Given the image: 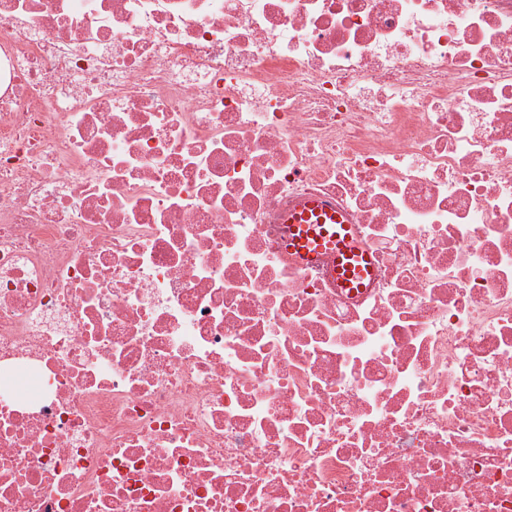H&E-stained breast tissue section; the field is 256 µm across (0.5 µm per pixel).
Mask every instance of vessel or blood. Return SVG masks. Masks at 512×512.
<instances>
[{
  "mask_svg": "<svg viewBox=\"0 0 512 512\" xmlns=\"http://www.w3.org/2000/svg\"><path fill=\"white\" fill-rule=\"evenodd\" d=\"M286 244L288 250L295 252L305 263L312 264L321 257H329L340 287H352L354 282L366 276L341 215L324 208L319 199L308 200L289 216Z\"/></svg>",
  "mask_w": 512,
  "mask_h": 512,
  "instance_id": "b4317fda",
  "label": "vessel or blood"
}]
</instances>
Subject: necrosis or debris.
Masks as SVG:
<instances>
[{"mask_svg": "<svg viewBox=\"0 0 512 512\" xmlns=\"http://www.w3.org/2000/svg\"><path fill=\"white\" fill-rule=\"evenodd\" d=\"M0 512H512V0H0ZM312 216L313 224H307ZM326 220L333 224H325ZM288 237L286 244L289 252H296L304 263L313 264L323 256L332 261L333 275L341 288H354L353 282L362 286L360 281L366 277L369 268L354 265L350 260L360 262V253L352 243L346 231L348 225L342 224V216L324 208L319 199H310L292 216H288ZM329 226V227H325Z\"/></svg>", "mask_w": 512, "mask_h": 512, "instance_id": "necrosis-or-debris-1", "label": "necrosis or debris"}]
</instances>
